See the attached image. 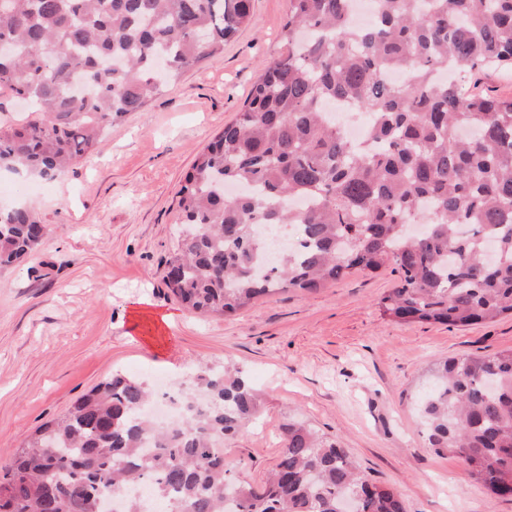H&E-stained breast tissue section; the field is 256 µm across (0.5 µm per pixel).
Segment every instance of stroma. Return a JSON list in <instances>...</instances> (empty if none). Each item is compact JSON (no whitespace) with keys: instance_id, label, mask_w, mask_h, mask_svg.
<instances>
[{"instance_id":"obj_1","label":"stroma","mask_w":512,"mask_h":512,"mask_svg":"<svg viewBox=\"0 0 512 512\" xmlns=\"http://www.w3.org/2000/svg\"><path fill=\"white\" fill-rule=\"evenodd\" d=\"M287 13L288 0H252L251 22L223 56L113 124L67 173L0 174V204H28L48 227L0 268V462L113 372L187 385L231 364L262 397L257 419L224 440L242 483L265 482L292 419L347 448L406 512H512L511 498L428 448L417 412L440 362L512 350L511 315L468 327L397 321L379 304L398 278L388 266L263 297L229 318L194 313L165 285L184 175L241 112L264 63L284 53Z\"/></svg>"}]
</instances>
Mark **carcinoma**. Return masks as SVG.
Instances as JSON below:
<instances>
[{
	"instance_id": "cac0c4a2",
	"label": "carcinoma",
	"mask_w": 512,
	"mask_h": 512,
	"mask_svg": "<svg viewBox=\"0 0 512 512\" xmlns=\"http://www.w3.org/2000/svg\"><path fill=\"white\" fill-rule=\"evenodd\" d=\"M288 0L287 52L266 63L238 118L201 151L178 191L185 226L168 261L171 293L222 316L273 292L313 291L350 270L393 264L384 313L468 326L512 315V96L481 87L512 72V0ZM251 0H0V170L52 179L104 129L186 71L224 53ZM403 80L396 82L392 72ZM342 101L370 124L351 142L328 111ZM296 224L297 250L266 274L254 228ZM42 219L0 209V265L40 242ZM422 399L428 447L462 461L499 496L512 492V351L447 359ZM209 403L154 447L145 381L115 373L39 426L0 464V512H97L100 490L150 481L168 512H406L362 477L346 449L295 423L267 482L238 484L224 437L242 431L258 394L240 372L197 376Z\"/></svg>"
}]
</instances>
